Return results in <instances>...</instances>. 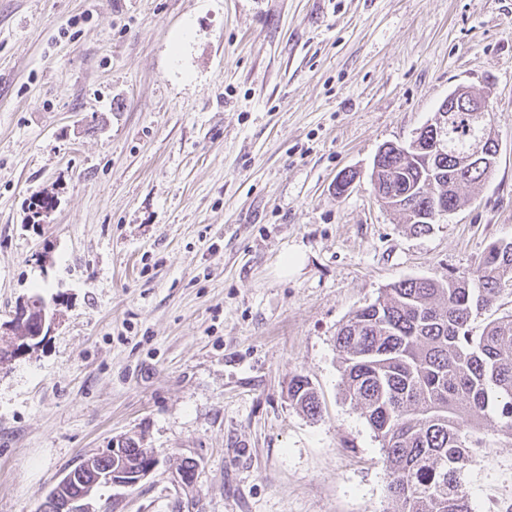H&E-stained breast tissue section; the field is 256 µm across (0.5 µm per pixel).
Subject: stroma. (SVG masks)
Masks as SVG:
<instances>
[{"label":"stroma","instance_id":"obj_1","mask_svg":"<svg viewBox=\"0 0 512 512\" xmlns=\"http://www.w3.org/2000/svg\"><path fill=\"white\" fill-rule=\"evenodd\" d=\"M460 85L492 92L497 166L415 234L373 160ZM501 239L512 0H0V325L34 295L54 317L0 362V512H39L124 436L157 464L98 490L112 512H393L336 333ZM297 375L319 416L289 400ZM471 472L477 504L511 499L512 444Z\"/></svg>","mask_w":512,"mask_h":512}]
</instances>
